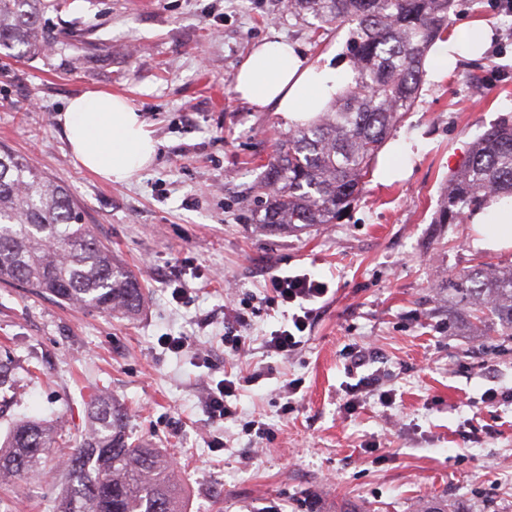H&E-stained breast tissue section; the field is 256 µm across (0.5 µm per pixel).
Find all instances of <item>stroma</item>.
Returning a JSON list of instances; mask_svg holds the SVG:
<instances>
[{
	"label": "stroma",
	"mask_w": 512,
	"mask_h": 512,
	"mask_svg": "<svg viewBox=\"0 0 512 512\" xmlns=\"http://www.w3.org/2000/svg\"><path fill=\"white\" fill-rule=\"evenodd\" d=\"M473 20L495 40L443 81L424 80L389 135L422 144L408 177L368 180L340 223L300 233L252 218L249 191L289 126L242 100L233 78L264 40L348 62V29H317L279 0H48L47 50L0 49V145L66 187L145 289L129 319L0 287V359L18 367L0 440L25 414L59 436L39 478L0 492V512H53L58 460L78 444L99 391L127 410L133 440L171 458L185 512H512V341L449 309L438 290L474 262L512 264V249L475 247L471 224L433 221L477 136L512 120V10L459 0L454 26ZM94 90L127 98L159 143L130 182L102 181L71 160L57 116ZM175 271L189 287L179 302ZM302 271L328 282V299L296 355L268 353L267 334L288 321L266 307L268 281ZM230 300L251 312L235 361L222 345ZM168 334L193 351L163 348ZM367 346L392 401L370 391L349 415L344 390L358 378L347 366ZM246 376L228 399L236 419L213 423L208 384ZM289 380L301 389L288 399ZM490 389L503 401L484 403ZM255 418L269 436L245 432Z\"/></svg>",
	"instance_id": "stroma-1"
}]
</instances>
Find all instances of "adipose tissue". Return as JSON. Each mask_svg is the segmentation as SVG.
<instances>
[{
  "instance_id": "1",
  "label": "adipose tissue",
  "mask_w": 512,
  "mask_h": 512,
  "mask_svg": "<svg viewBox=\"0 0 512 512\" xmlns=\"http://www.w3.org/2000/svg\"><path fill=\"white\" fill-rule=\"evenodd\" d=\"M487 24L473 21L438 41L429 76H447L458 58L479 55L489 42ZM350 73L344 66L313 61L298 44L256 45L234 76V89L255 108H275L295 125L327 109ZM74 164L110 183H124L150 167L157 142L139 112L123 96L86 92L71 98L58 116ZM475 244L484 250L512 248V199L494 198L471 217Z\"/></svg>"
}]
</instances>
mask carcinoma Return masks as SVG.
Wrapping results in <instances>:
<instances>
[{
	"label": "carcinoma",
	"mask_w": 512,
	"mask_h": 512,
	"mask_svg": "<svg viewBox=\"0 0 512 512\" xmlns=\"http://www.w3.org/2000/svg\"><path fill=\"white\" fill-rule=\"evenodd\" d=\"M45 0H0V47L41 52ZM456 0H290L288 9L321 26L352 25L353 76L325 112L279 140L254 187L256 223L271 231L337 224L362 196L376 155L419 97L430 47L448 31ZM512 196V123L484 132L467 164L448 179L437 224H462L490 197ZM0 284L29 288L52 301L131 316L144 298L139 280L81 222L64 187L27 159L0 150ZM464 311L497 321L512 337V265L477 263L445 281ZM18 379L0 360V403ZM57 444L54 427L19 421L0 444V485L41 472ZM65 481L54 512H182L170 458L129 440L126 417L100 393L88 405L79 446L62 463Z\"/></svg>",
	"instance_id": "cac0c4a2"
}]
</instances>
